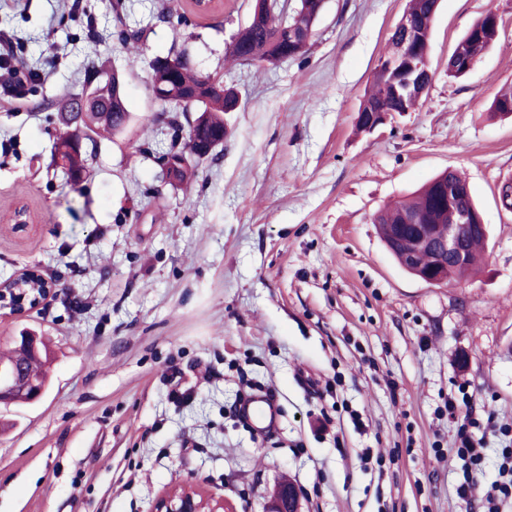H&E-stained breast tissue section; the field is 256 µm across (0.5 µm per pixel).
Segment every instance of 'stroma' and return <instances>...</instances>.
Listing matches in <instances>:
<instances>
[{
  "label": "stroma",
  "mask_w": 512,
  "mask_h": 512,
  "mask_svg": "<svg viewBox=\"0 0 512 512\" xmlns=\"http://www.w3.org/2000/svg\"><path fill=\"white\" fill-rule=\"evenodd\" d=\"M0 0V36L23 84L0 85V280L34 267L58 285L22 313L0 309V351L45 345L49 383L0 409V512H153L192 483L234 512H262L282 480L301 512H482L459 496L460 415L512 429V0H440L424 107L374 132L356 119L406 0H324L307 54L275 66L226 61L251 0L172 26L160 0H124L145 28L129 61L113 0ZM493 46L448 75L485 13ZM239 97L223 146L186 189L159 157L170 141L149 64L173 46ZM122 75L131 121L97 135L84 179L51 166L63 101L88 66ZM466 177L488 226L478 272L440 286L402 270L376 211L436 175ZM25 208L31 222L13 227ZM271 392L277 428L238 417V392ZM485 436L478 476L511 440Z\"/></svg>",
  "instance_id": "obj_1"
}]
</instances>
